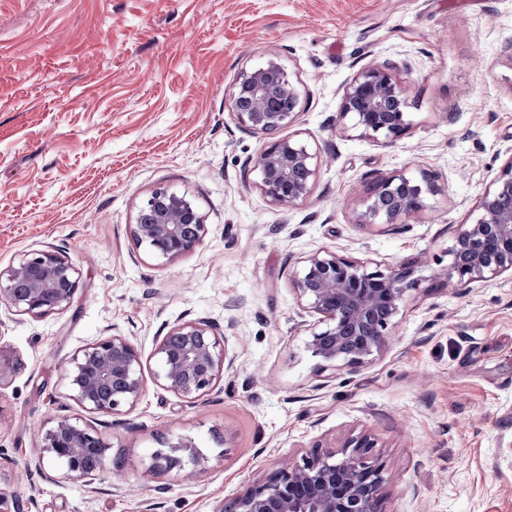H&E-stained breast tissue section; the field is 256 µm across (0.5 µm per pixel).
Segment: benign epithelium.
Returning <instances> with one entry per match:
<instances>
[{
    "label": "benign epithelium",
    "instance_id": "benign-epithelium-1",
    "mask_svg": "<svg viewBox=\"0 0 512 512\" xmlns=\"http://www.w3.org/2000/svg\"><path fill=\"white\" fill-rule=\"evenodd\" d=\"M393 68L392 63L367 68L347 85L340 112L345 129L375 142L395 140L409 130L404 89ZM273 87L299 103L286 69L274 60L240 74L229 90L239 127L271 134L292 122L295 111H274L269 96ZM317 167V153L290 138L274 141L255 161L261 190L285 209L309 194ZM436 191L429 175L420 182L404 175L385 178L373 188L361 221L372 224L383 216L385 223L395 224L424 210L426 195ZM477 211L473 222L460 225L451 262L435 271L432 280L467 286L512 273V157L479 198ZM204 232L201 216L189 201L159 189L138 211L132 238L136 246L172 263L195 249ZM423 281L415 262L370 272L364 263L332 252L306 257L302 273L291 285L308 309L321 316L323 327L312 330L309 340L320 369H334L339 362L361 365L380 351L397 327L406 295ZM78 285L79 271L65 255L50 247L36 250L0 269V306L36 318L63 312L71 306ZM156 356V382L190 403L213 389L233 365L222 337L200 320L174 325L159 341ZM22 368L18 355L0 346V387L12 382ZM63 377L73 398L97 414L133 406L145 388L141 355L124 336L102 339L75 355ZM373 448L374 439L366 433L337 451L314 446L301 461L281 464L222 502L216 512H381L383 468L373 457ZM107 451L97 434L60 419L45 431L35 467L62 469L66 476L90 485L106 469ZM200 461L194 444L180 440L154 453L149 469L164 473L177 468L191 479Z\"/></svg>",
    "mask_w": 512,
    "mask_h": 512
}]
</instances>
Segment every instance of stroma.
<instances>
[{
    "label": "stroma",
    "instance_id": "1",
    "mask_svg": "<svg viewBox=\"0 0 512 512\" xmlns=\"http://www.w3.org/2000/svg\"><path fill=\"white\" fill-rule=\"evenodd\" d=\"M512 0H0V269L46 247L80 281L71 307L34 318L0 308V345L24 367L0 388V491L20 512H215L313 445L371 433L382 512H512V275L411 293L399 327L365 364L319 371L317 314L290 281L330 251L368 269L446 266L459 225L512 158ZM280 62L296 85L278 135L242 130L229 89ZM390 60L411 127L375 143L343 130L345 87ZM319 166L289 209L259 187L254 161L276 137ZM431 175L425 211L360 223L384 178ZM186 196L202 242L173 263L135 245L152 192ZM204 320L234 365L187 403L159 386L155 349ZM120 335L140 351L133 407L87 412L62 368ZM103 438L122 468L88 485L33 461L48 421ZM189 439L194 481L154 475L153 451Z\"/></svg>",
    "mask_w": 512,
    "mask_h": 512
}]
</instances>
